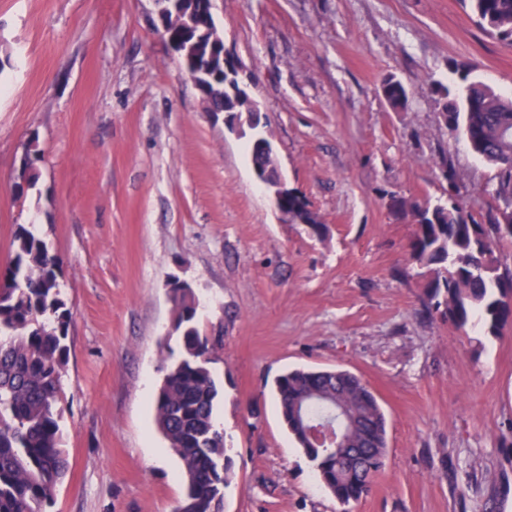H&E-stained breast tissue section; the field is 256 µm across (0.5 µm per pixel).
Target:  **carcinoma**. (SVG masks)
Listing matches in <instances>:
<instances>
[{
	"mask_svg": "<svg viewBox=\"0 0 512 512\" xmlns=\"http://www.w3.org/2000/svg\"><path fill=\"white\" fill-rule=\"evenodd\" d=\"M170 41L201 43L212 61L206 66L203 90L208 111L222 110L238 119L241 135L261 136L245 121L243 108L224 97L223 34L182 22L174 0H162ZM482 30L512 44V0H463ZM472 66H456L458 81L436 88L439 109L451 135L466 141L472 152L496 169L492 212L488 223H477L459 203L427 206L397 198L394 207L411 217L416 230L409 243L411 261L432 272L428 310L445 307L458 328L478 315L487 332L498 336L512 323V266L501 253L512 242L495 234L496 226L512 221V96L495 92L474 75ZM382 93L394 108L407 102L404 85L384 80ZM36 155L25 154L15 182L23 195L36 184ZM288 223L306 224L322 234L318 215L305 196L288 190L280 200ZM61 259L32 230L22 226L13 240V255L0 269V512H49L54 493L68 469L58 423L60 371L64 365L71 311L58 275ZM174 330L181 333L182 354L164 367L155 403L157 429L178 456L185 485L175 512H212L223 499L231 474L224 434L215 425L217 389L209 368L216 344L200 334L198 304L191 286L174 289ZM340 388L345 400L362 415L358 468H347L343 451L331 454L308 444L294 419L296 406L314 388ZM274 391L289 434L315 467L317 477L342 505L356 502L371 490L387 454V421L369 386L347 370L291 369L277 377Z\"/></svg>",
	"mask_w": 512,
	"mask_h": 512,
	"instance_id": "cac0c4a2",
	"label": "carcinoma"
}]
</instances>
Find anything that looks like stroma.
I'll list each match as a JSON object with an SVG mask.
<instances>
[{"label":"stroma","instance_id":"obj_1","mask_svg":"<svg viewBox=\"0 0 512 512\" xmlns=\"http://www.w3.org/2000/svg\"><path fill=\"white\" fill-rule=\"evenodd\" d=\"M290 188L325 229L283 221L245 139L208 112L156 0H0V267L18 226L62 259L71 305L59 420L71 469L50 512H173L178 458L154 424L180 355L168 282L188 281L232 477L218 512H512V327L457 329L422 301L396 197L485 221L495 171L450 137L454 65L512 91V45L460 0H213ZM399 79L405 108L381 85ZM38 180L13 185L28 148ZM451 178H444V171ZM347 369L387 416L385 467L342 506L272 393L292 368Z\"/></svg>","mask_w":512,"mask_h":512}]
</instances>
